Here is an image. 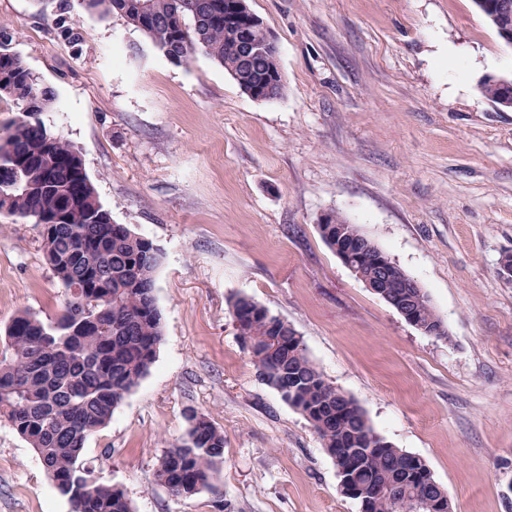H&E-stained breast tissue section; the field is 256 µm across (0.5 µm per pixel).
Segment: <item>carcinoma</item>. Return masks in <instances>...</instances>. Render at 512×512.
<instances>
[{
	"instance_id": "cac0c4a2",
	"label": "carcinoma",
	"mask_w": 512,
	"mask_h": 512,
	"mask_svg": "<svg viewBox=\"0 0 512 512\" xmlns=\"http://www.w3.org/2000/svg\"><path fill=\"white\" fill-rule=\"evenodd\" d=\"M138 0H78L100 19L117 16L140 32L171 63L182 64L202 52L224 67L238 86L256 100L279 98L284 85L277 55H258L245 69L239 49L227 34L236 15L235 0H152L145 16ZM499 0H474L491 26ZM71 0H58L54 31L72 47L83 41ZM480 92L500 105L503 88L486 79ZM34 108L0 123V213L32 224L46 222L42 236L46 263L66 291L59 314L43 321L17 314L5 328L0 351V422L7 423L33 449L56 491L72 512H133L130 500L96 474L85 456L89 437L107 426L126 395L147 375L162 340L154 277L161 251L125 224L112 221L100 201L75 146L53 133L43 114L54 95L41 85L11 41L0 39V98ZM341 225L358 240L364 234L338 212L320 227L328 246ZM362 273L392 276L384 301L398 313H413L426 331L447 335L442 317L427 294L406 287L405 279L378 246L355 253ZM238 334L256 373L299 411L323 448L343 459L349 488L378 487L382 494L366 512H429L428 501L441 491L427 464L374 439L362 407L329 383L309 358L302 337L286 321L251 298L231 301ZM183 439L160 456L155 480L177 495L215 489L224 457V434L204 414L187 417Z\"/></svg>"
}]
</instances>
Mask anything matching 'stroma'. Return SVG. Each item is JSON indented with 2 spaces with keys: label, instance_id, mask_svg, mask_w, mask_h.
<instances>
[{
  "label": "stroma",
  "instance_id": "stroma-1",
  "mask_svg": "<svg viewBox=\"0 0 512 512\" xmlns=\"http://www.w3.org/2000/svg\"><path fill=\"white\" fill-rule=\"evenodd\" d=\"M284 83L257 101L204 54L131 55L120 18L0 0V32L55 101L115 223L162 253L156 360L86 453L134 512H361L309 422L256 375L230 301L288 321L374 430L429 466L452 512H512V111L481 96L512 78L472 0H248ZM357 224L427 292L446 336L417 330L326 245L322 214ZM64 290L42 227L0 214V331L53 319ZM224 434L216 490L172 495L159 457L190 411ZM0 512H70L38 457L0 423ZM71 8L70 0L57 1L53 19L54 31L64 42L72 47H78L83 41V36L80 26L69 16Z\"/></svg>",
  "mask_w": 512,
  "mask_h": 512
}]
</instances>
